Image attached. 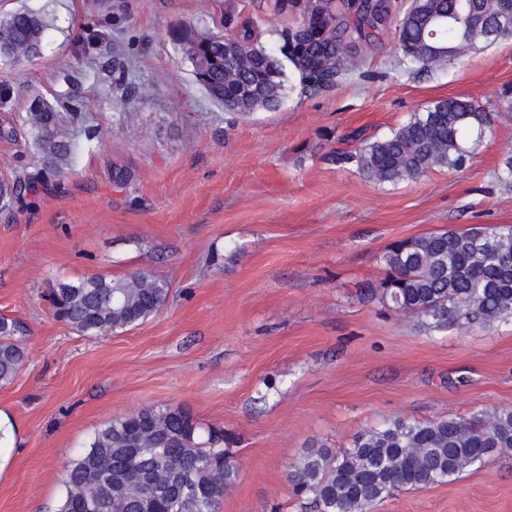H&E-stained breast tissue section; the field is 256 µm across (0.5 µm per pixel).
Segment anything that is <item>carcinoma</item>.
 Listing matches in <instances>:
<instances>
[{
  "instance_id": "carcinoma-1",
  "label": "carcinoma",
  "mask_w": 512,
  "mask_h": 512,
  "mask_svg": "<svg viewBox=\"0 0 512 512\" xmlns=\"http://www.w3.org/2000/svg\"><path fill=\"white\" fill-rule=\"evenodd\" d=\"M347 0L307 3V12L335 24L332 42L334 76L352 66L347 36L365 37L364 26L381 23L384 6H364L355 27L339 22ZM496 0H418L414 19L395 26L403 56L424 69L439 52L445 63L459 60L472 43L466 21L472 13H494ZM448 15V24L435 29L428 15ZM49 30L44 17L20 10L0 20V40L12 45L18 62L37 30ZM286 56L301 71L306 86L317 90L328 80L309 63L314 33L303 27L292 33ZM201 85L214 100L224 85V71L207 72ZM73 121L81 113L65 106ZM61 111V112H63ZM61 112L43 105L40 112L20 118L35 130V143L44 153V174L59 177L77 153V145L59 133ZM494 122L465 97L433 102L432 111L418 113L383 136L358 139L349 149L338 148L328 160L354 169L379 185L416 181L431 169L459 171ZM385 277L372 294L392 311L421 321L429 331L512 321V226L448 229L393 242L382 255ZM170 285L147 272L120 278L91 275L59 281L48 292L53 316L87 336L119 333L145 322L167 303ZM21 324L0 316V384L10 383L24 360L18 337ZM512 449V409L496 410L470 420L439 418L430 421L394 419L361 432L352 447L339 455L311 446L288 472L296 496L312 499L319 512H369L395 489L416 490L447 483L488 457ZM168 472L163 493L145 489L131 499V480L144 483L157 471ZM222 473L215 483L213 472ZM231 451L224 447V431L202 430L179 407H143L116 417L99 428L87 449L66 469L60 512H215L224 493L236 480Z\"/></svg>"
}]
</instances>
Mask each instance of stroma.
<instances>
[{"instance_id": "obj_1", "label": "stroma", "mask_w": 512, "mask_h": 512, "mask_svg": "<svg viewBox=\"0 0 512 512\" xmlns=\"http://www.w3.org/2000/svg\"><path fill=\"white\" fill-rule=\"evenodd\" d=\"M45 10L40 56L0 61V120L39 95L76 99L78 155L44 181L32 136L0 142V177L27 157L35 182L0 200V315L19 320L25 358L0 385L14 438L0 447V512H58L65 469L112 418L180 406L223 429L237 478L218 512H314L292 498L290 465L316 443L339 453L361 431L512 408V321L428 331L367 294L393 241L512 225L496 175L512 157V39L421 70L394 26L352 42L355 64L311 90L291 61L277 109L228 121L198 83L184 38L253 22L282 55L303 25L274 0H0V18ZM465 97L498 118L466 168L379 185L327 161L357 136L398 128L431 102ZM144 271L166 306L120 334L89 337L44 299L58 280ZM373 512H512V450L459 479L396 491Z\"/></svg>"}]
</instances>
